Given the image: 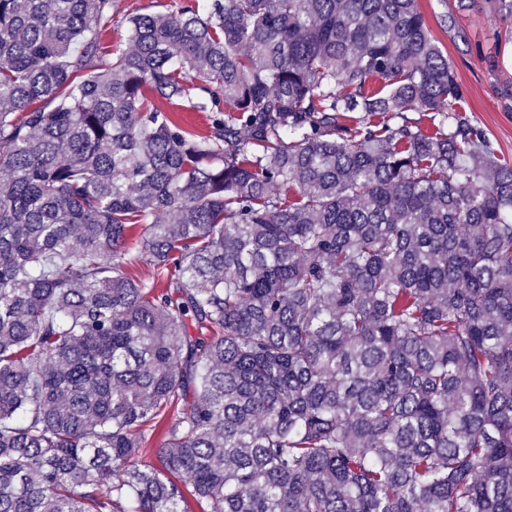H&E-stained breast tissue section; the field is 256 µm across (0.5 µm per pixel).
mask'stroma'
I'll list each match as a JSON object with an SVG mask.
<instances>
[{
	"mask_svg": "<svg viewBox=\"0 0 512 512\" xmlns=\"http://www.w3.org/2000/svg\"><path fill=\"white\" fill-rule=\"evenodd\" d=\"M174 2L113 0L112 21L103 32V42L115 52L128 48V16L163 12ZM448 3L420 0L419 6L466 86L463 106L469 117L487 129L501 159L512 165V57L501 68L489 61L505 28L484 0H475L469 9L455 13L449 12Z\"/></svg>",
	"mask_w": 512,
	"mask_h": 512,
	"instance_id": "1",
	"label": "stroma"
}]
</instances>
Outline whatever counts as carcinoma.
Instances as JSON below:
<instances>
[{
	"mask_svg": "<svg viewBox=\"0 0 512 512\" xmlns=\"http://www.w3.org/2000/svg\"><path fill=\"white\" fill-rule=\"evenodd\" d=\"M111 17L0 0V512H512V165L419 0ZM154 100L157 102V98H154ZM157 104L163 108L174 111L175 119L178 120L188 131L196 135L204 134L210 123L209 116L216 115L212 112H194L181 106L171 107L169 105L162 104L161 102H157ZM124 250L129 262L127 271L133 278L147 282H152L155 278L157 279V276H159L157 269L141 253L138 235L128 237Z\"/></svg>",
	"mask_w": 512,
	"mask_h": 512,
	"instance_id": "carcinoma-1",
	"label": "carcinoma"
}]
</instances>
